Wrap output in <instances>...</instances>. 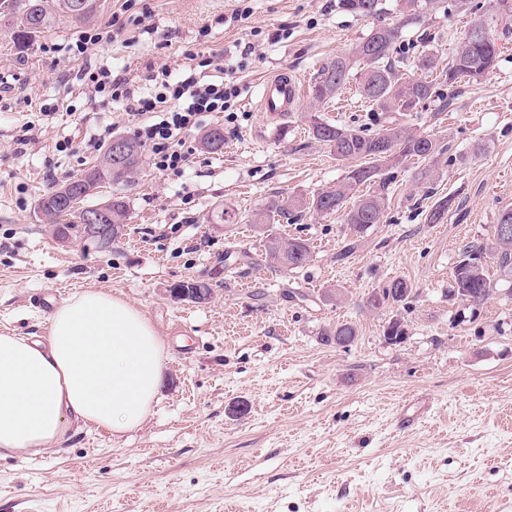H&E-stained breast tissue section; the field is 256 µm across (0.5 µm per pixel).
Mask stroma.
Wrapping results in <instances>:
<instances>
[{
    "label": "stroma",
    "mask_w": 512,
    "mask_h": 512,
    "mask_svg": "<svg viewBox=\"0 0 512 512\" xmlns=\"http://www.w3.org/2000/svg\"><path fill=\"white\" fill-rule=\"evenodd\" d=\"M85 24L60 21L26 48L0 16V331L47 333L53 305L92 288L142 309L165 341L156 402L138 429L121 434L72 427L51 448L0 459V512H512V278L501 276L493 226L512 208V32H499L500 57L480 81L440 85L405 122L442 150L394 171L383 223L350 241L343 212L305 210L251 224L278 195L311 196L342 179L311 133L309 97L273 118L257 108L260 84L281 70L311 84L318 69L349 52L369 19L337 0H252L246 27L226 24L232 0H143L141 24L110 38L123 0H99ZM440 0L405 28L399 53L416 61L435 50L449 60L473 16ZM89 30L104 38L87 59L70 44ZM254 42L222 153L199 145L182 176L142 160L125 187L128 219L98 250L79 236L62 243L38 199L96 161L84 140L99 122L113 136L134 129L105 93L72 77L85 62L146 86L160 68L179 72L186 50L216 54ZM351 106L319 105L333 124L375 130L368 103L350 83ZM57 106L36 143L15 153L12 139ZM69 141L70 150L55 146ZM449 199L443 223L427 214ZM230 219L214 223L217 210ZM300 237L311 247L302 269L265 259V235ZM345 261L336 254L345 244ZM487 251L496 283L483 304L461 309L450 295L464 246ZM407 280L403 302L376 312L364 302L392 280ZM188 279L213 290L204 303L165 290ZM403 321V343L383 335ZM349 322L356 342L324 343V327ZM425 405L412 429L396 427L405 398Z\"/></svg>",
    "instance_id": "obj_1"
}]
</instances>
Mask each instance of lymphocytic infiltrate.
Listing matches in <instances>:
<instances>
[{"label":"lymphocytic infiltrate","instance_id":"lymphocytic-infiltrate-1","mask_svg":"<svg viewBox=\"0 0 512 512\" xmlns=\"http://www.w3.org/2000/svg\"><path fill=\"white\" fill-rule=\"evenodd\" d=\"M254 50L251 42L240 47L228 67V77L219 82L208 78L209 70L217 64L216 56L192 51L186 52L179 74L165 68L151 74L147 90L89 64L78 76L84 85L110 94L113 103L119 105L137 138L147 146L152 167L162 174L177 175L193 154L186 140L188 132L201 127L208 113L232 111L241 94L233 74L246 68Z\"/></svg>","mask_w":512,"mask_h":512}]
</instances>
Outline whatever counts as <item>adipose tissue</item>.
I'll return each mask as SVG.
<instances>
[{
  "mask_svg": "<svg viewBox=\"0 0 512 512\" xmlns=\"http://www.w3.org/2000/svg\"><path fill=\"white\" fill-rule=\"evenodd\" d=\"M166 346L134 305L85 289L35 340L0 332V458L33 454L72 426L134 430L157 399Z\"/></svg>",
  "mask_w": 512,
  "mask_h": 512,
  "instance_id": "1",
  "label": "adipose tissue"
}]
</instances>
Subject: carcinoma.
Returning <instances> with one entry per match:
<instances>
[{"mask_svg":"<svg viewBox=\"0 0 512 512\" xmlns=\"http://www.w3.org/2000/svg\"><path fill=\"white\" fill-rule=\"evenodd\" d=\"M21 17L13 27V38L18 46L28 45L33 38L50 31L58 21L69 19L75 23L89 20L94 10L76 13L71 8L72 0H21ZM402 22L398 25H376L349 53L342 54L322 65L317 71L310 88L311 104L325 103L349 83L358 82L360 95L371 103L374 117L380 122L379 129L367 133L362 129L347 128L328 123L318 117L313 119L312 137L326 146L338 161H356L347 175L336 184L322 189L306 200L302 196L273 199L262 210L251 215L252 223L264 225L277 216H288L294 211L312 209L318 213L330 214L343 208L356 188L380 179L382 186L390 184V171L402 165L411 157L429 158L440 151L439 143L429 137L411 131L401 122L432 98L434 81L418 78L411 72L408 60L395 55L397 43L402 38L405 26L421 21L424 14L437 6V0H399ZM337 7L359 17L371 19L381 13V0H338ZM502 27L512 29V0H490L487 11L480 15L457 43L451 62L440 67L435 52H428L418 58L417 68L428 73H438V78L448 85L468 77L478 80L492 71L499 54L497 42L489 30ZM360 71H355L356 66ZM224 142V130L213 127L201 137L202 147L218 152L216 144ZM105 176L99 169L87 170L68 179L74 195L86 199L89 185ZM387 194H369L358 197L356 203L345 212L344 221L350 235L360 237L375 224L383 223ZM37 209L43 215L52 217L59 224L56 232L64 235L73 232L85 236L82 211L67 206V201L57 190H52L38 199ZM128 206L124 197L114 194L102 215L105 224H124L127 221ZM501 224L512 225V209L499 215L494 225L493 242L498 268L501 274L512 277V242L498 237ZM267 258L278 270L291 271L305 267L310 261L311 248L307 240L300 237L283 240L270 236L266 241ZM454 288L458 295L467 300L481 303L494 292V282L485 266L457 264L454 270ZM412 291L404 279L391 281L380 295H371L366 304L379 310L388 302L399 303L408 298ZM328 343L343 348L351 346L357 337L353 324L344 323L323 330Z\"/></svg>","mask_w":512,"mask_h":512,"instance_id":"obj_1","label":"carcinoma"}]
</instances>
